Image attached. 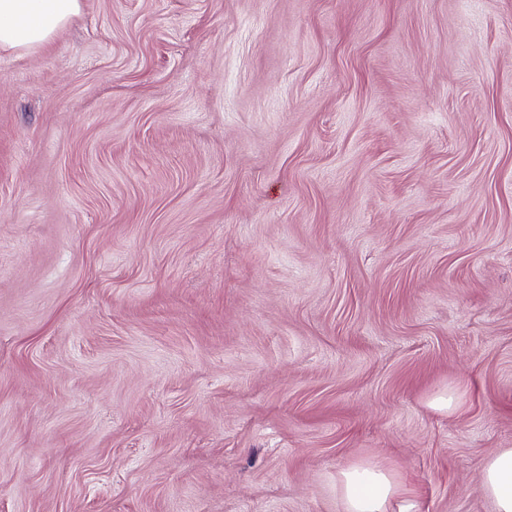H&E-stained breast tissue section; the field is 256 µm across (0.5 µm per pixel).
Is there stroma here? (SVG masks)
<instances>
[{
    "instance_id": "stroma-1",
    "label": "stroma",
    "mask_w": 512,
    "mask_h": 512,
    "mask_svg": "<svg viewBox=\"0 0 512 512\" xmlns=\"http://www.w3.org/2000/svg\"><path fill=\"white\" fill-rule=\"evenodd\" d=\"M501 448L512 0H82L0 51V512H344L361 463L494 512Z\"/></svg>"
}]
</instances>
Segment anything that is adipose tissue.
Here are the masks:
<instances>
[{"instance_id":"obj_1","label":"adipose tissue","mask_w":512,"mask_h":512,"mask_svg":"<svg viewBox=\"0 0 512 512\" xmlns=\"http://www.w3.org/2000/svg\"><path fill=\"white\" fill-rule=\"evenodd\" d=\"M82 8L81 0H0V50L33 53L52 42ZM481 487L495 512H512V448L484 461ZM337 488L345 512H414L388 470L358 464L342 470Z\"/></svg>"}]
</instances>
